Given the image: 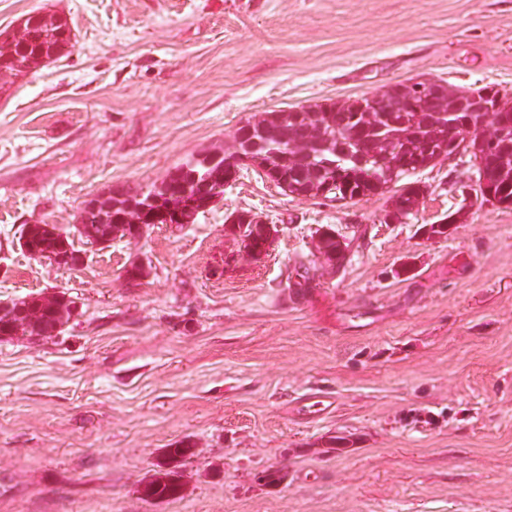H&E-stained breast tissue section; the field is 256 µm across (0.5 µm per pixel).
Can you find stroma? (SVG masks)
<instances>
[{"mask_svg": "<svg viewBox=\"0 0 512 512\" xmlns=\"http://www.w3.org/2000/svg\"><path fill=\"white\" fill-rule=\"evenodd\" d=\"M36 13L71 41L0 74V302L63 293L72 313L0 338V512H512V207L463 205L468 154L412 173L403 219L248 169L190 223L78 233L91 197L160 183L264 112L422 77L512 99V0H0V31ZM243 211L281 227L257 260L230 232ZM31 224L84 264L31 257ZM325 225L344 267L316 253ZM182 441L181 499H144Z\"/></svg>", "mask_w": 512, "mask_h": 512, "instance_id": "stroma-1", "label": "stroma"}]
</instances>
